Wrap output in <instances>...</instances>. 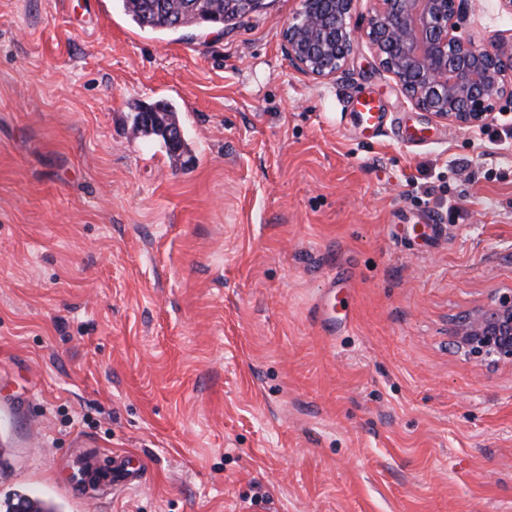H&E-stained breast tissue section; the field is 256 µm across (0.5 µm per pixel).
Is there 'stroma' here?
I'll use <instances>...</instances> for the list:
<instances>
[{
  "instance_id": "1",
  "label": "stroma",
  "mask_w": 512,
  "mask_h": 512,
  "mask_svg": "<svg viewBox=\"0 0 512 512\" xmlns=\"http://www.w3.org/2000/svg\"><path fill=\"white\" fill-rule=\"evenodd\" d=\"M473 6L484 41L512 34L497 0ZM300 7L183 37L115 0H0V411L32 398L42 435H14L0 499L512 512V365L448 340L512 288V104L481 129L439 122L363 39L345 74L305 76L282 39ZM357 92L423 138L358 134ZM157 101L180 160L132 134ZM333 296L331 335L316 308ZM96 451L142 455L145 480L71 495Z\"/></svg>"
}]
</instances>
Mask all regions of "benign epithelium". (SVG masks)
<instances>
[{"instance_id":"1","label":"benign epithelium","mask_w":512,"mask_h":512,"mask_svg":"<svg viewBox=\"0 0 512 512\" xmlns=\"http://www.w3.org/2000/svg\"><path fill=\"white\" fill-rule=\"evenodd\" d=\"M355 0H302L283 29L295 68L318 80L345 73L358 35ZM471 0H374L364 37L411 104L451 126L479 128L512 102V39L490 45L468 30ZM455 351L486 367L512 365V289L459 315Z\"/></svg>"}]
</instances>
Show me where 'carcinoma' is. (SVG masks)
<instances>
[{
    "label": "carcinoma",
    "mask_w": 512,
    "mask_h": 512,
    "mask_svg": "<svg viewBox=\"0 0 512 512\" xmlns=\"http://www.w3.org/2000/svg\"><path fill=\"white\" fill-rule=\"evenodd\" d=\"M124 13L141 29L176 31L202 25H219L237 20L259 9L256 3L241 12L224 17V0H116ZM141 125L142 134L158 141H166V132L180 127L177 112L168 105H145L133 116V125ZM58 512V507L47 502L33 507L30 495L16 493L4 501V512Z\"/></svg>",
    "instance_id": "carcinoma-1"
}]
</instances>
